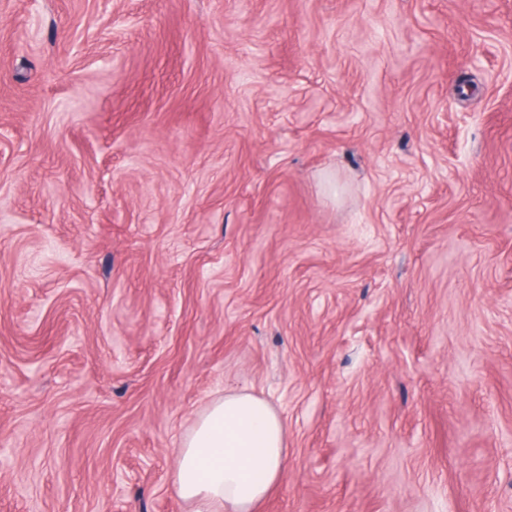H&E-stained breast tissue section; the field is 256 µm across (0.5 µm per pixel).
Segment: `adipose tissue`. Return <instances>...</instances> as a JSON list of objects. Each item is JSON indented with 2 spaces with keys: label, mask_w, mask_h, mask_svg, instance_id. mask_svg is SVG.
Wrapping results in <instances>:
<instances>
[{
  "label": "adipose tissue",
  "mask_w": 512,
  "mask_h": 512,
  "mask_svg": "<svg viewBox=\"0 0 512 512\" xmlns=\"http://www.w3.org/2000/svg\"><path fill=\"white\" fill-rule=\"evenodd\" d=\"M286 457L276 409L248 389H230L183 435L172 482L191 512H256L282 481Z\"/></svg>",
  "instance_id": "1"
}]
</instances>
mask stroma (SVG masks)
<instances>
[{
  "instance_id": "obj_1",
  "label": "stroma",
  "mask_w": 512,
  "mask_h": 512,
  "mask_svg": "<svg viewBox=\"0 0 512 512\" xmlns=\"http://www.w3.org/2000/svg\"><path fill=\"white\" fill-rule=\"evenodd\" d=\"M512 512V0H0V512ZM283 421L246 388L224 389L183 435L172 482L190 512H257L282 481Z\"/></svg>"
}]
</instances>
